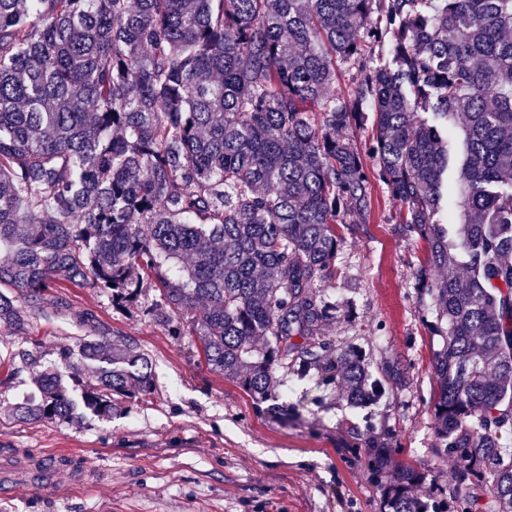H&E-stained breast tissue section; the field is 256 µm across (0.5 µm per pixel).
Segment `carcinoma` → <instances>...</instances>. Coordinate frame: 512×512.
I'll list each match as a JSON object with an SVG mask.
<instances>
[{"instance_id":"1","label":"carcinoma","mask_w":512,"mask_h":512,"mask_svg":"<svg viewBox=\"0 0 512 512\" xmlns=\"http://www.w3.org/2000/svg\"><path fill=\"white\" fill-rule=\"evenodd\" d=\"M341 70L346 97L330 93ZM368 157L427 245L414 288L446 338L434 416L460 467L450 494L462 512H512V0H0V288L29 297L0 291V327L25 330L59 279L118 306L151 283L159 315L195 310L208 364L256 402L296 366L376 398L405 364L375 378L336 349L319 291L340 227L370 217ZM450 266L465 274L433 276ZM59 355L97 365L82 395L96 417L153 385L149 358L105 336ZM75 409L58 370L18 406ZM421 481L390 473L388 512H420Z\"/></svg>"}]
</instances>
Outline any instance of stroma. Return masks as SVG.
I'll return each instance as SVG.
<instances>
[{
    "mask_svg": "<svg viewBox=\"0 0 512 512\" xmlns=\"http://www.w3.org/2000/svg\"><path fill=\"white\" fill-rule=\"evenodd\" d=\"M371 189L369 221L343 232L340 273L325 291L338 311L325 334L338 348L358 349L371 369L405 361L404 387L354 407L315 369L278 371L270 393L292 407L280 418L208 365L192 329L172 335L156 315V289L117 308L103 289L60 280L25 333L0 329V457L66 449L73 460L52 486L0 493V512H385V480L371 468L375 447L423 473L415 494L429 512H460L448 493L458 468L433 416L434 358L445 339L433 329L431 297L413 286L427 249L403 231L399 201L380 182ZM79 312L92 321L77 326ZM103 335L150 358V394L125 399L109 421L17 416L45 368L88 382L89 367L63 368L59 349ZM75 469L86 482L74 481Z\"/></svg>",
    "mask_w": 512,
    "mask_h": 512,
    "instance_id": "1",
    "label": "stroma"
}]
</instances>
